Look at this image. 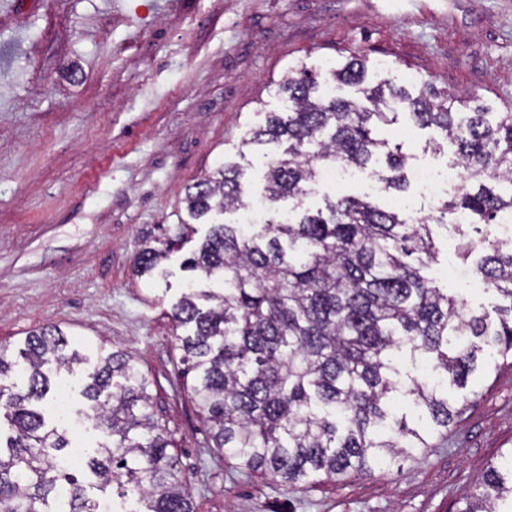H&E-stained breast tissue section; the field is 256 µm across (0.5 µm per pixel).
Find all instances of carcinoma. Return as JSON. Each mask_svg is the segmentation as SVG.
<instances>
[{
  "label": "carcinoma",
  "instance_id": "obj_1",
  "mask_svg": "<svg viewBox=\"0 0 512 512\" xmlns=\"http://www.w3.org/2000/svg\"><path fill=\"white\" fill-rule=\"evenodd\" d=\"M355 89L328 96L322 82ZM288 111L268 113L244 147L257 148L264 198L272 212L298 201L328 167L375 170L388 193L408 189V156L376 137L378 126L405 108L421 128L435 127L456 148L463 179L431 212L405 217L343 195L326 211L292 223L213 222L185 261L211 284L192 281L174 307L184 375L214 447L246 472L290 486L367 474L431 447L462 413L449 389L466 387L478 354L512 351V239L485 233L460 238L458 257L506 304L464 312L424 273L437 261L433 226L460 213L490 228L512 215V112L496 119L471 98L428 85L417 96L383 79L366 81V59L353 56L320 77L299 64L279 82ZM244 169L224 161L185 188L187 217L246 204ZM143 246L135 272L151 275L171 252ZM82 373L86 408L101 438L82 461L84 479L61 466L70 438L48 422L42 401L53 374ZM153 382L134 358L100 348L93 364L69 348L66 333L48 325L29 333L18 353L0 347V412L11 425L9 454L0 451V512H55L68 488L66 512H96L85 478L101 493L136 497L131 512H194L189 482L156 416ZM406 399L419 424L393 413ZM488 467L466 495L462 512H499L512 498L500 468L512 474V449Z\"/></svg>",
  "mask_w": 512,
  "mask_h": 512
}]
</instances>
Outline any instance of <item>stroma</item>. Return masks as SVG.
Segmentation results:
<instances>
[{"instance_id": "obj_1", "label": "stroma", "mask_w": 512, "mask_h": 512, "mask_svg": "<svg viewBox=\"0 0 512 512\" xmlns=\"http://www.w3.org/2000/svg\"><path fill=\"white\" fill-rule=\"evenodd\" d=\"M366 55L369 81L425 85L512 109V0H0V346L57 324L85 355H132L154 385L196 512H462L463 497L512 449V358L482 355L464 412L435 448L305 489L243 474L214 448L184 384L170 314L181 268L208 227L185 232L184 188L237 158L251 127L279 111L288 68ZM409 166L454 165L438 132L406 116L378 129ZM341 194L413 215L369 170L320 183L300 208ZM175 240L163 273L138 277L144 244ZM428 273L464 309L500 297L461 276L453 233Z\"/></svg>"}]
</instances>
